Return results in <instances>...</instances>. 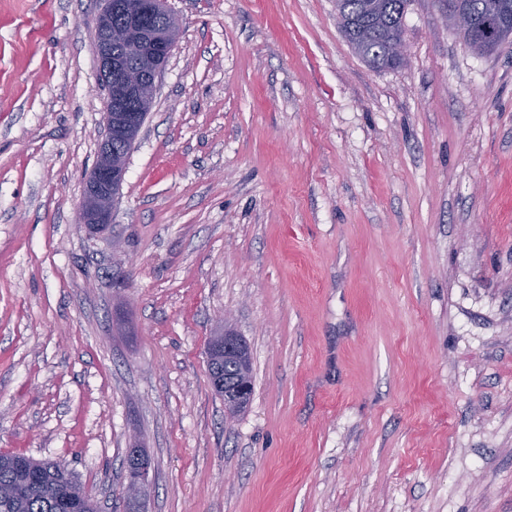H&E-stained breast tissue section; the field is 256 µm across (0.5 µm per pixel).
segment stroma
Wrapping results in <instances>:
<instances>
[{
  "label": "stroma",
  "instance_id": "stroma-1",
  "mask_svg": "<svg viewBox=\"0 0 512 512\" xmlns=\"http://www.w3.org/2000/svg\"><path fill=\"white\" fill-rule=\"evenodd\" d=\"M166 5L94 232L100 0H0V452L66 461L100 512L134 443L143 512H512V42L477 55L411 0L377 70L336 0ZM208 374L212 387L215 376H218L226 386L234 387L242 385V377L238 365L232 360H228L224 363V359L217 358L213 362V366L208 365ZM127 458L130 459L132 468L129 471L127 487L135 483L147 484L150 477L151 461L142 452L141 448H129Z\"/></svg>",
  "mask_w": 512,
  "mask_h": 512
}]
</instances>
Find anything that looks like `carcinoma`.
Masks as SVG:
<instances>
[{"label": "carcinoma", "mask_w": 512, "mask_h": 512, "mask_svg": "<svg viewBox=\"0 0 512 512\" xmlns=\"http://www.w3.org/2000/svg\"><path fill=\"white\" fill-rule=\"evenodd\" d=\"M477 24L493 22L497 35L479 41L473 50L491 54L512 38V0H458ZM410 0H336V19L341 32L355 52L370 66L395 68L402 64L390 51V42L404 37V19ZM209 379L219 377L225 385L242 384L236 362L216 359L208 367ZM25 456L0 453V491L20 490L12 498H0V512H66L63 499L74 477L64 461L31 460Z\"/></svg>", "instance_id": "cac0c4a2"}]
</instances>
